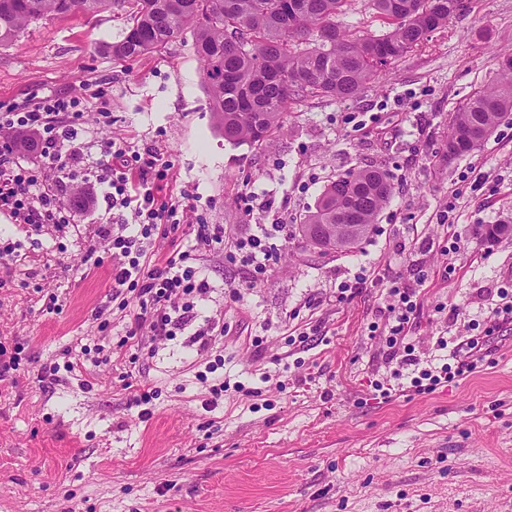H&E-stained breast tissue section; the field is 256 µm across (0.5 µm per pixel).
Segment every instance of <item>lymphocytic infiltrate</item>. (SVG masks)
Masks as SVG:
<instances>
[{
	"mask_svg": "<svg viewBox=\"0 0 512 512\" xmlns=\"http://www.w3.org/2000/svg\"><path fill=\"white\" fill-rule=\"evenodd\" d=\"M84 114L75 98L44 97L32 101L24 108H10L0 113V130H7L9 137L0 142V204L10 207L14 215L22 216L28 224H70L72 215L60 199L65 183L61 174L78 164V153L63 155L65 128L74 127ZM36 134L41 167L18 168L14 161L15 132ZM105 153L112 163L108 167V198L114 208L132 209L137 224L119 221L113 226H100L99 239L107 241L112 249V295L120 297L124 291L135 292L141 302L154 305L153 314L139 312L134 317L135 326L149 325L156 337L175 336L188 321L186 314L167 312L165 304L173 295L203 291L205 281H198L186 262L188 253L168 258L165 262L149 264L148 251L152 236L162 225L176 221L177 210L155 204L157 183L166 176L164 164L155 149L127 151L106 143ZM419 289L394 287L390 290L383 340L388 358H401L403 363L413 364L415 348L408 343L411 318L418 310ZM498 304L490 311L491 319L480 335L467 338L465 353L457 365H443L440 372L421 371L414 378L417 391L431 392L444 382L474 372L485 358L483 347L487 338L494 336L502 324L512 321V292L502 288L497 292Z\"/></svg>",
	"mask_w": 512,
	"mask_h": 512,
	"instance_id": "obj_1",
	"label": "lymphocytic infiltrate"
}]
</instances>
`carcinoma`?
<instances>
[{"instance_id":"carcinoma-1","label":"carcinoma","mask_w":512,"mask_h":512,"mask_svg":"<svg viewBox=\"0 0 512 512\" xmlns=\"http://www.w3.org/2000/svg\"><path fill=\"white\" fill-rule=\"evenodd\" d=\"M355 0H0V46L12 44L27 25L48 15L112 11L131 5L124 35L98 52L130 60L164 49L187 28L202 64L211 112L224 140L260 145L277 132L288 106L308 96L349 99L389 75L388 66L448 25L464 0H362L385 32L348 33L336 18ZM334 39L323 40V32ZM512 110V59L501 64L498 85L478 90L459 108L448 144L456 155L484 142L503 113ZM391 184L385 172L363 169L327 185L300 232L338 224L347 210L361 230L348 239L330 231V246L348 251L371 231Z\"/></svg>"}]
</instances>
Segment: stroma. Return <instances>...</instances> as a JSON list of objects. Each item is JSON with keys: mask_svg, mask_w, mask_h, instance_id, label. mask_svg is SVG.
Masks as SVG:
<instances>
[{"mask_svg": "<svg viewBox=\"0 0 512 512\" xmlns=\"http://www.w3.org/2000/svg\"><path fill=\"white\" fill-rule=\"evenodd\" d=\"M123 32L117 11L29 25L0 46V104L82 99L63 147L83 156L68 199L100 174L104 142L158 148L169 171L156 203L181 223L152 258L189 252L207 288L174 339L156 340L131 327L134 293L113 300L96 234L131 210L102 199L61 233L0 206V247L14 248L0 261V343L22 349L0 381V512H512V323L474 373L429 393L411 384L453 363L512 288V236L481 234L512 224V112L471 152L452 160L446 146L456 110L512 55V0H468L390 79L296 101L259 146L225 141L192 30L134 60L97 53ZM370 167L392 184L370 235L347 253L305 247L296 227L327 184ZM198 224L290 235L267 239L257 274L233 247L197 244ZM395 285L422 288L411 366L370 334ZM145 386L143 409L132 399Z\"/></svg>", "mask_w": 512, "mask_h": 512, "instance_id": "1", "label": "stroma"}]
</instances>
